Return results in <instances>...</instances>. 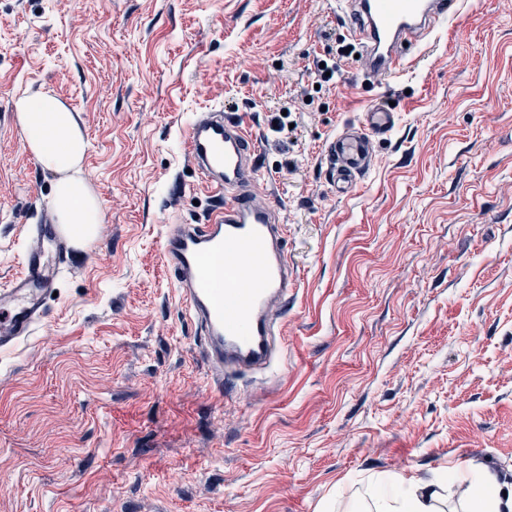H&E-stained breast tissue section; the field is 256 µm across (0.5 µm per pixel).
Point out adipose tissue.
<instances>
[{"instance_id": "ef3b65f1", "label": "adipose tissue", "mask_w": 512, "mask_h": 512, "mask_svg": "<svg viewBox=\"0 0 512 512\" xmlns=\"http://www.w3.org/2000/svg\"><path fill=\"white\" fill-rule=\"evenodd\" d=\"M25 145L57 176L54 212L61 224H76L84 237L101 222L100 205L84 172L85 135L70 108L47 93H25L13 102ZM454 493L460 512H512V488L503 489L482 467L457 464L429 481L396 475L376 481L368 512H444L446 493Z\"/></svg>"}]
</instances>
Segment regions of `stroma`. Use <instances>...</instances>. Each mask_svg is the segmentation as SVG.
<instances>
[{"label": "stroma", "mask_w": 512, "mask_h": 512, "mask_svg": "<svg viewBox=\"0 0 512 512\" xmlns=\"http://www.w3.org/2000/svg\"><path fill=\"white\" fill-rule=\"evenodd\" d=\"M463 2L408 73L320 85L336 0H0V282L56 181L16 95L74 111L102 214L0 350V512H349L469 462L512 485V0ZM376 99L397 125L337 194L327 147ZM208 105L252 132L298 277L282 357L220 385L160 250L217 203L184 141Z\"/></svg>", "instance_id": "35a3bbf8"}]
</instances>
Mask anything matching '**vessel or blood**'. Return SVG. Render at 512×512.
<instances>
[{
  "label": "vessel or blood",
  "mask_w": 512,
  "mask_h": 512,
  "mask_svg": "<svg viewBox=\"0 0 512 512\" xmlns=\"http://www.w3.org/2000/svg\"><path fill=\"white\" fill-rule=\"evenodd\" d=\"M462 0H336L361 51L358 67L372 77H397L428 48ZM394 110L377 102L328 145L338 193H348L370 165L367 138L389 135ZM187 153L221 203L202 224H171L160 248L180 301L200 335L216 377L225 370H265L276 312L296 286L285 251L284 226L265 196L256 146L244 119L209 106L196 112ZM18 274L0 285V349L32 336L45 323V304L57 288L71 243L49 214L28 225Z\"/></svg>",
  "instance_id": "vessel-or-blood-1"
}]
</instances>
